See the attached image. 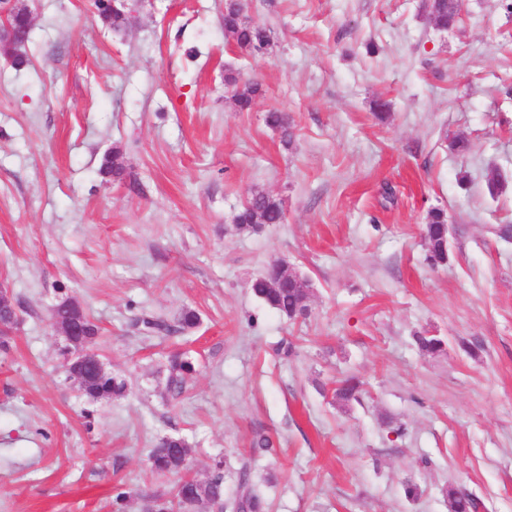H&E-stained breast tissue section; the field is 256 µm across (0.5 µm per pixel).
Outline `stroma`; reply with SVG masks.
Listing matches in <instances>:
<instances>
[{"label":"stroma","mask_w":512,"mask_h":512,"mask_svg":"<svg viewBox=\"0 0 512 512\" xmlns=\"http://www.w3.org/2000/svg\"><path fill=\"white\" fill-rule=\"evenodd\" d=\"M33 16L0 57V289L18 324L0 352V512H142L170 489L149 452L183 436L190 469L248 466L269 512H512V14L466 0L445 31L423 0H243L263 54L224 39V0H130L114 31L95 0H18ZM257 82L242 112L224 81ZM388 104L386 120L375 105ZM285 113L291 144L265 122ZM465 138L456 154L448 141ZM126 176L103 180L112 147ZM504 185L489 194L485 173ZM255 191L285 221L239 233ZM448 263L425 260L429 208ZM283 258L311 285L288 321L250 291ZM127 383L87 407L66 373L55 305ZM191 308L199 325L177 331ZM157 318L165 335L146 334ZM441 336V354L417 334ZM293 342L292 355L278 348ZM195 371L178 397L165 357ZM359 399L335 403L337 380ZM274 440L256 452L257 434ZM418 488L408 499L406 485ZM67 301L69 300L63 301L56 307L57 317L67 323L80 322L81 325L85 328L87 336H89L92 339L97 337V331H99V328L96 325V323L92 320V318L84 311L83 308Z\"/></svg>","instance_id":"stroma-1"}]
</instances>
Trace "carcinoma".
Here are the masks:
<instances>
[{
    "label": "carcinoma",
    "instance_id": "cac0c4a2",
    "mask_svg": "<svg viewBox=\"0 0 512 512\" xmlns=\"http://www.w3.org/2000/svg\"><path fill=\"white\" fill-rule=\"evenodd\" d=\"M424 10L428 18L439 29L455 26L457 8L452 0H427ZM224 38L243 53L262 54L269 45L266 30L243 19L236 9L224 10ZM259 92L256 84L250 83L233 94L235 105L241 110L252 106ZM268 126L280 131L281 141L288 145L292 140L288 117L282 112H269L265 117ZM236 228L241 233H258L267 224H281L285 220L282 202L274 196L256 191L248 197L236 215ZM427 258L434 266L448 261V224L447 215L440 208H432L427 213L425 224ZM254 297L265 307L280 316L296 321L308 315V289L304 278L299 275H284L270 266L250 285ZM56 315L67 323H81L86 335L97 337L98 326L80 306L64 301L57 306ZM416 342L420 350L435 355L443 351L445 341L439 336H418ZM195 369L194 363L183 353H173L167 360L166 387L173 396L184 392L188 375ZM362 382L347 378L338 382L333 390V399L337 403H348L357 399ZM82 397L90 405L107 402L114 397L125 395L126 381L106 371L99 373L87 366L84 381L78 385ZM191 448L188 442L179 436L160 438L149 456L152 472L158 475L177 474L179 479L168 492H157L149 496L143 512H201L206 508L210 512H266L267 503L254 488L247 466L238 472V491L233 497L224 494V471L226 461L215 458L210 466V475L201 480L189 474L185 462L189 461Z\"/></svg>",
    "mask_w": 512,
    "mask_h": 512
}]
</instances>
